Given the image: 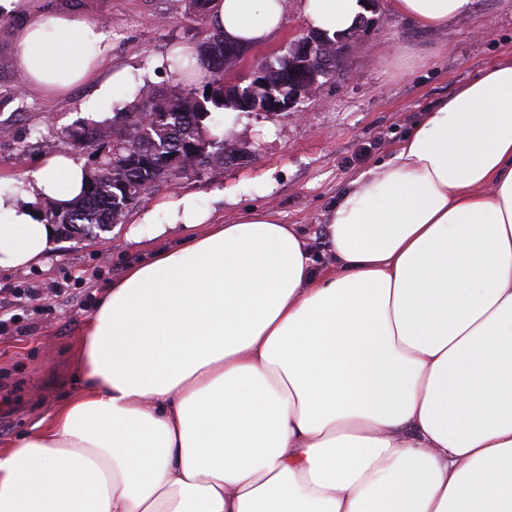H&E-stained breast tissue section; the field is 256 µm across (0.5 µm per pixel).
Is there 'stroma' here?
Masks as SVG:
<instances>
[{"label":"stroma","mask_w":512,"mask_h":512,"mask_svg":"<svg viewBox=\"0 0 512 512\" xmlns=\"http://www.w3.org/2000/svg\"><path fill=\"white\" fill-rule=\"evenodd\" d=\"M304 4L287 0L283 30L249 49L240 74L306 31ZM49 6L96 19L111 34L97 79L56 95L28 86L14 60L15 31ZM187 8V0H0L6 15L0 22V123L12 130L0 141V177L22 179L54 153L88 158L89 148L65 139L67 128L110 121L144 82L167 87L170 76L155 69V61L197 45L207 29L190 20ZM366 17L368 28L351 40L337 74L300 102L299 113L244 114L236 137L254 160L161 185L145 208L177 189L195 192L221 224L245 208H266L300 225L314 254H324V213L352 177L389 158L424 112L512 53V0H473L471 12L444 30L397 16L391 0H375ZM117 70L128 71L131 91L102 111H82ZM270 169L276 178L271 192L237 202L220 198V190ZM132 227L128 218L97 239L61 236L42 264L0 271L1 442L26 434L76 386L72 356L104 289L129 265L191 235L179 224L159 238H136Z\"/></svg>","instance_id":"35a3bbf8"}]
</instances>
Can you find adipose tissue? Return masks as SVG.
<instances>
[{"mask_svg": "<svg viewBox=\"0 0 512 512\" xmlns=\"http://www.w3.org/2000/svg\"><path fill=\"white\" fill-rule=\"evenodd\" d=\"M286 0H214L225 39L265 44ZM472 0H393L444 28ZM362 0H307L314 30ZM110 42L42 12L16 34L28 84L62 92ZM85 161L0 178V270L52 248L44 205ZM191 192L136 236L207 225L113 282L86 321L77 391L0 444V512H512V57L424 112L325 215L318 264L298 225L251 207L213 224Z\"/></svg>", "mask_w": 512, "mask_h": 512, "instance_id": "adipose-tissue-1", "label": "adipose tissue"}]
</instances>
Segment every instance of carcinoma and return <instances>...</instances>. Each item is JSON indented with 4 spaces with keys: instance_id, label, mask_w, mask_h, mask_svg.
Segmentation results:
<instances>
[{
    "instance_id": "cac0c4a2",
    "label": "carcinoma",
    "mask_w": 512,
    "mask_h": 512,
    "mask_svg": "<svg viewBox=\"0 0 512 512\" xmlns=\"http://www.w3.org/2000/svg\"><path fill=\"white\" fill-rule=\"evenodd\" d=\"M224 43L220 32L206 31L197 47L201 78H192L193 62L175 60L170 63L172 86L159 90L146 83L136 100L122 109L125 114L149 117V136L139 135L135 127L114 138L112 124L95 121L65 132L72 143L92 148L91 161L86 165L82 196L67 208L43 209L47 223L68 225L69 237L98 238L145 201L144 186L156 188L224 167V156L214 153L224 137L212 135L205 121L226 109L243 111L227 76L235 70L233 56L245 51L242 45L232 43L226 48ZM176 153L187 163L172 170L168 157Z\"/></svg>"
}]
</instances>
